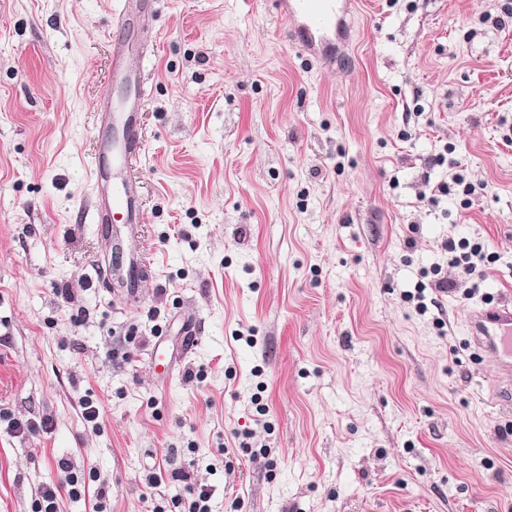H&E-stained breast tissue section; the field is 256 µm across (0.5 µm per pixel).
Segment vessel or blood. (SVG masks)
<instances>
[{"instance_id":"b4317fda","label":"vessel or blood","mask_w":512,"mask_h":512,"mask_svg":"<svg viewBox=\"0 0 512 512\" xmlns=\"http://www.w3.org/2000/svg\"><path fill=\"white\" fill-rule=\"evenodd\" d=\"M155 0H121L114 12L111 79L121 86V96L102 92L94 107L95 149L90 161L92 221L104 229V241L115 254L106 266V279L126 292H137L140 274L152 260L138 243V226L145 221L141 180L137 167L144 153L143 129L146 78L129 59L126 32L132 20L153 13ZM350 0H278L280 15L291 36L307 53L337 64L342 30ZM467 327L474 343L497 360L500 387L512 403V302L501 301L470 311Z\"/></svg>"}]
</instances>
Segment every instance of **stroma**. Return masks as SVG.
I'll list each match as a JSON object with an SVG mask.
<instances>
[{"mask_svg":"<svg viewBox=\"0 0 512 512\" xmlns=\"http://www.w3.org/2000/svg\"><path fill=\"white\" fill-rule=\"evenodd\" d=\"M354 2L335 69L274 0L131 26L154 265L113 295L88 164L117 0H0V512L67 471L57 512H174L191 480L210 512H512V411L464 327L512 300V0ZM462 239L497 260L436 291Z\"/></svg>","mask_w":512,"mask_h":512,"instance_id":"35a3bbf8","label":"stroma"}]
</instances>
